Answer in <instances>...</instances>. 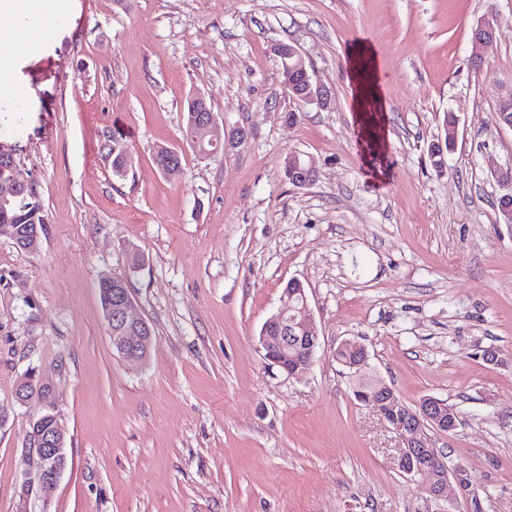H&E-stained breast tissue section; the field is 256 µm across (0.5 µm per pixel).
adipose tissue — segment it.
<instances>
[{
    "label": "adipose tissue",
    "mask_w": 512,
    "mask_h": 512,
    "mask_svg": "<svg viewBox=\"0 0 512 512\" xmlns=\"http://www.w3.org/2000/svg\"><path fill=\"white\" fill-rule=\"evenodd\" d=\"M54 6L45 0H0V60L13 64L55 29Z\"/></svg>",
    "instance_id": "adipose-tissue-1"
}]
</instances>
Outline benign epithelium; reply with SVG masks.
<instances>
[{
  "label": "benign epithelium",
  "instance_id": "1",
  "mask_svg": "<svg viewBox=\"0 0 512 512\" xmlns=\"http://www.w3.org/2000/svg\"><path fill=\"white\" fill-rule=\"evenodd\" d=\"M273 52L285 61L280 69L282 85L286 93L301 104L327 105L328 91L315 83L301 53L291 44L278 43ZM195 117L190 126L188 140L193 143H224L236 146L245 141V130L238 128L230 133H220L217 116L209 111L202 93L196 94ZM289 181L302 187L310 184L317 176L313 162L298 152L290 153L284 160ZM496 182L503 190L499 206L507 224H512V162L492 166ZM12 187L4 188L0 194V205L11 204L17 190L27 188L31 182L11 176ZM297 291L282 289L280 306L263 325L259 342L265 358L290 376L307 372L313 364L319 348V337L315 322L310 314L306 289L300 280ZM107 324L117 321L122 324L123 335L113 336L112 348L127 362H141L148 353L151 331L148 323L132 314V299L128 289L119 292L114 303L105 310ZM336 360L354 375L362 379V384L353 388V395L361 403L372 406L383 420L397 434L402 449L399 460L400 470L407 476H417L423 472L418 460L435 452L429 442L428 430L437 429L450 432L457 426L455 416L447 402L426 397L416 408L403 404L394 390L370 371L369 357L365 347L354 340L341 342L335 351ZM29 453L32 454L34 472L25 473L22 484L23 494L37 489L41 492L52 490L67 468L65 428L58 416L46 412L31 422L27 432ZM454 483L459 492L470 499L479 500L478 490L471 476L459 471L431 473L428 483L430 495L441 499L448 495L449 483Z\"/></svg>",
  "mask_w": 512,
  "mask_h": 512
}]
</instances>
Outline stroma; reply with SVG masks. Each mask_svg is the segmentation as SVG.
<instances>
[{
    "mask_svg": "<svg viewBox=\"0 0 512 512\" xmlns=\"http://www.w3.org/2000/svg\"><path fill=\"white\" fill-rule=\"evenodd\" d=\"M53 2L55 34L15 61L20 95L0 103V145L46 221L33 251L0 233V405L28 372L54 403L32 396L0 426V512H512V224L486 165L512 160L496 122L512 0ZM487 21L495 38L477 44ZM277 43L301 52L328 107L288 98ZM358 45L385 108L372 157ZM197 91L226 130L247 129L243 144L203 156L185 142ZM450 112L458 138L439 169L429 149ZM161 146L181 152L177 178L157 169ZM294 151L312 184L285 177ZM105 274L151 328L143 362L112 349ZM293 278L320 339L299 377L258 342ZM346 339L405 405L453 408L456 429L430 442L479 505L400 471L397 436L336 360ZM51 408L68 467L50 496L25 497L26 434ZM366 56V52H357L354 59L355 73L358 78L357 81L360 85H357L356 92V108L357 121L362 124V131L364 134L369 131H375L381 125L382 118L378 119L375 113H369L368 104L371 102V95L369 89L362 82L360 75V62L363 57ZM284 166L288 170V176L284 170L286 178L297 187L310 184L317 176L313 162L298 152L290 153L284 160Z\"/></svg>",
    "mask_w": 512,
    "mask_h": 512,
    "instance_id": "1",
    "label": "stroma"
}]
</instances>
